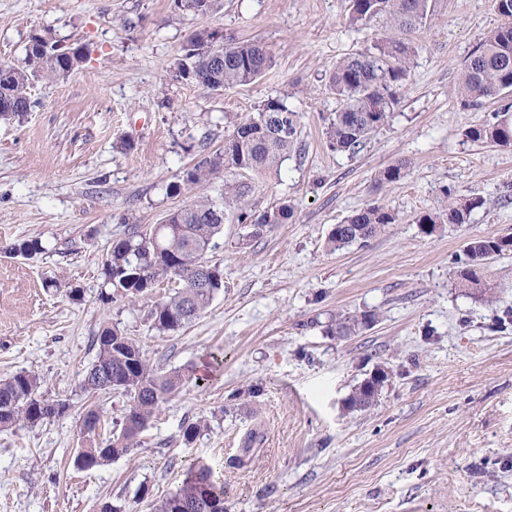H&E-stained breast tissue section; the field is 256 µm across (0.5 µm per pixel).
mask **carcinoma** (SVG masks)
Listing matches in <instances>:
<instances>
[{"label": "carcinoma", "mask_w": 512, "mask_h": 512, "mask_svg": "<svg viewBox=\"0 0 512 512\" xmlns=\"http://www.w3.org/2000/svg\"><path fill=\"white\" fill-rule=\"evenodd\" d=\"M218 0H183L178 9L195 15L212 11ZM431 0H350L349 21L367 26L385 23L381 37L361 53L336 63L330 83L342 101L341 108L328 124L325 135L331 149L356 153L374 134L385 128L399 103V91L408 78L416 47L412 34L426 26L432 16ZM494 8L505 22L492 31L465 65L460 89L464 100L473 105L486 101L499 103L494 120L483 121L467 132L473 141H490L512 146V0H494ZM205 29L195 32L182 46L177 62V77L209 90L247 85L263 76L272 66L271 56L259 42L226 44L214 40ZM30 40L43 43V49L25 47L24 66L0 62V119L23 117L30 110L29 90L39 80H53L79 68L88 58L84 45L64 47L42 30ZM274 112L283 119L284 129L259 127L263 114ZM298 135L297 113L278 98H269L257 113L236 123L224 139V148L183 172L167 191L180 195L223 179L224 172L270 171L278 168L290 153ZM406 166L390 165L377 174L381 183H394L405 177ZM252 186L238 180H225L219 196H200L169 212L155 232L135 227L126 237L114 242L102 268V301L116 296L130 303L148 291L156 281L170 277L181 287L166 300L158 302L150 314L151 327L160 334L175 333L210 305L223 288L218 267L206 261L213 239L224 232V224L235 219L252 226L250 236L261 235L259 227L286 224L293 209L284 203L256 216L246 209ZM486 205L481 196L450 198L444 207L422 213L415 223L426 235L439 224H463L470 213ZM396 223V215L381 205H367L349 215L329 234L333 249L365 242L387 224ZM45 251L38 238L19 240L7 248L13 256L32 258ZM512 252V237H486L469 242L464 267L458 272V287L469 290L488 288L485 271L488 261ZM372 322V315L345 316L336 319L331 332L346 336L358 326ZM95 360L85 371L81 390L89 396L119 392L128 398L120 433L106 447L86 449L77 464L84 470L100 466L134 447L155 410L169 400L187 382L208 383V375L194 372L163 371L150 364L142 347L118 330L105 327L96 336ZM40 378L20 372L0 380V428L18 422L31 425L47 420L42 411L46 400L37 396ZM376 381L363 380L347 400L350 409L369 406L379 394ZM154 512H225L224 483L208 464L187 469L182 485L163 499Z\"/></svg>", "instance_id": "obj_1"}]
</instances>
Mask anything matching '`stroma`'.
<instances>
[{
    "label": "stroma",
    "mask_w": 512,
    "mask_h": 512,
    "mask_svg": "<svg viewBox=\"0 0 512 512\" xmlns=\"http://www.w3.org/2000/svg\"><path fill=\"white\" fill-rule=\"evenodd\" d=\"M349 5L219 0L201 17L174 0H0V62L22 64L36 29L90 49L72 74L34 85L23 120L0 119V379L38 374L42 398L71 405L0 430V512H151L197 460L222 467L226 512H512V253L489 264L486 295L456 285L468 242L512 236V146L468 138L494 107L465 104L459 87L502 19L493 0H433L389 124L349 155L326 142L341 104L329 76L382 30L350 25ZM201 29L263 42L271 68L221 91L175 79L182 45ZM270 98L297 112L298 148L276 171L231 177L251 184L253 213L291 203L289 223L256 238L250 225L225 224L207 254L224 286L179 332L157 333L150 320L176 281L103 303L113 242L189 202L168 185ZM122 140L131 150H116ZM402 162L403 179L377 183ZM469 195L487 203L466 223L429 236L414 224ZM370 204L397 223L331 250L335 225ZM23 238L44 252L6 254ZM365 313L370 326L328 333L332 317ZM106 326L166 371L201 372L216 354L224 364L205 388L186 384L162 404L137 447L82 470L79 449L108 441L127 407L121 393L90 398L79 387ZM380 366L390 376L378 398L347 409ZM90 408L101 424L87 437ZM199 419L185 441L183 424ZM254 428L262 443L234 466Z\"/></svg>",
    "instance_id": "obj_1"
}]
</instances>
